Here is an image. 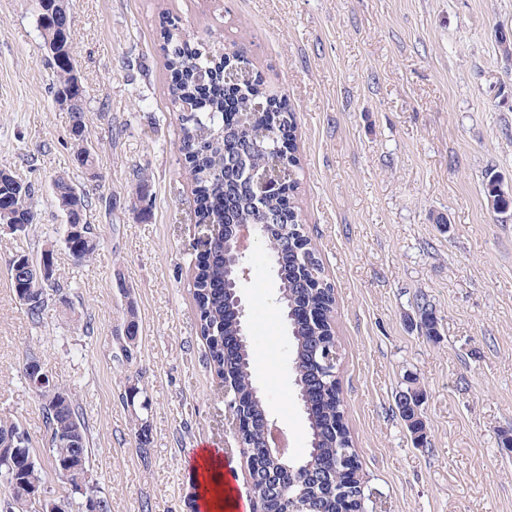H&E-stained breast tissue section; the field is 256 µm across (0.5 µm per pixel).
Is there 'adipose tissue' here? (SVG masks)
Here are the masks:
<instances>
[{"label":"adipose tissue","mask_w":512,"mask_h":512,"mask_svg":"<svg viewBox=\"0 0 512 512\" xmlns=\"http://www.w3.org/2000/svg\"><path fill=\"white\" fill-rule=\"evenodd\" d=\"M189 465L195 477L197 498L204 512H239L240 503L226 477L223 460L215 450L206 447L197 449Z\"/></svg>","instance_id":"1"}]
</instances>
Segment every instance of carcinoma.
Returning <instances> with one entry per match:
<instances>
[{"mask_svg":"<svg viewBox=\"0 0 512 512\" xmlns=\"http://www.w3.org/2000/svg\"><path fill=\"white\" fill-rule=\"evenodd\" d=\"M165 65L170 72L171 82L168 93L171 103L179 112L181 125V151L187 164V172L194 183L196 223L208 224L211 220L263 223L262 213L255 210L247 193L236 182V170L230 166L232 152L236 145L246 139L254 140L253 130L240 126L233 115L224 113V55L209 45L194 43L183 37L181 30L172 27L164 31ZM76 67L74 58L66 56L54 64L56 79L52 93L68 89L71 72ZM87 126L86 110L80 108L73 113L70 139L74 154L80 156L91 151L88 141L75 135L77 126ZM272 137L257 143L249 155L246 165L253 167L268 159V149ZM33 189L25 194L13 195L7 191L0 192V198L10 208V213L21 222L37 216L32 206ZM83 235L77 238L86 260H91L97 250V235L94 225L82 221ZM296 259L293 253L281 256L279 282L282 301L294 299ZM224 236L214 240L213 248L203 264H194L192 272L193 297L199 317L200 336L205 340L206 357L210 367L220 378L229 374L237 382V389L248 403L249 415L260 419L267 412L261 396L252 392L250 343L241 345L236 352L224 355V335L236 333L237 320L235 307L230 298L224 295ZM26 292L38 297L36 304L26 309L30 321L37 325L43 319L45 311L55 303L61 288L52 282L31 280ZM293 338V357L298 364L297 376L302 383H307L311 373L318 370L312 361V351L320 341V336L307 323L296 315V322L291 325ZM51 404L43 403L45 416V439L51 453L53 469L89 467V437L87 426L79 413L74 400L59 403L55 410ZM310 428V450L307 460L323 463L329 467L339 462L343 450H351L352 442L348 431L338 433L336 424L344 420L343 399L330 391L320 401L314 403L307 414ZM72 426L81 428V443L78 448H61L56 441L59 433ZM248 455L259 466L253 479L254 499L266 500L268 485L265 477L280 468V462L271 458L263 447L259 432L249 431L245 437ZM14 488L10 498L0 496V512H38L35 493L44 490V479L40 468L10 469L0 465V490L5 484ZM289 496L298 498L303 512H341V510L358 509L357 487L348 491V496L338 493L332 486L331 476L324 478V484L311 489L306 475H299Z\"/></svg>","mask_w":512,"mask_h":512,"instance_id":"obj_1","label":"carcinoma"}]
</instances>
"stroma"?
Segmentation results:
<instances>
[{"mask_svg": "<svg viewBox=\"0 0 512 512\" xmlns=\"http://www.w3.org/2000/svg\"><path fill=\"white\" fill-rule=\"evenodd\" d=\"M99 182L74 160L71 113L34 0H0V169L32 183L27 234L0 227V416L34 439L45 484L68 486L43 447L42 404L22 376L35 355L88 426L90 469L112 512H194L185 464L215 449L239 498L249 471L224 421L193 299V184L179 150L161 51L164 19L188 39L250 59L295 111V204L334 288L345 419L362 465L365 512H512V0H69ZM67 174L89 197L91 262L65 248L51 186ZM498 175L509 201L490 207ZM147 176L152 203L135 195ZM55 252L69 309L32 326L10 259ZM244 286L253 378L305 457L291 340L269 257L249 243ZM436 333L425 336L422 311ZM136 318L131 358L120 352ZM416 382L426 439L396 407ZM142 388L148 409L125 399Z\"/></svg>", "mask_w": 512, "mask_h": 512, "instance_id": "stroma-1", "label": "stroma"}]
</instances>
